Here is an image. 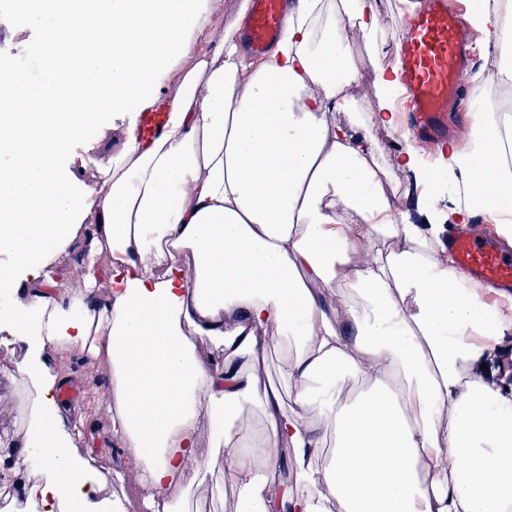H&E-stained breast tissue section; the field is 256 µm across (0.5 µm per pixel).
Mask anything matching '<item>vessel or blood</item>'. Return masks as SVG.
Returning <instances> with one entry per match:
<instances>
[{"instance_id":"obj_1","label":"vessel or blood","mask_w":512,"mask_h":512,"mask_svg":"<svg viewBox=\"0 0 512 512\" xmlns=\"http://www.w3.org/2000/svg\"><path fill=\"white\" fill-rule=\"evenodd\" d=\"M244 38L264 55L280 38L285 17L282 0H250ZM398 52L405 94L402 109L428 141H441L453 122L456 102L468 92L464 75L471 68L472 37L464 31L451 0H426L405 16ZM448 247L456 269L473 281L512 290V252L482 237L455 232Z\"/></svg>"}]
</instances>
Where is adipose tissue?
Returning <instances> with one entry per match:
<instances>
[{"instance_id":"obj_1","label":"adipose tissue","mask_w":512,"mask_h":512,"mask_svg":"<svg viewBox=\"0 0 512 512\" xmlns=\"http://www.w3.org/2000/svg\"><path fill=\"white\" fill-rule=\"evenodd\" d=\"M213 2L23 0L49 27L38 79H0V344L23 347L28 393L13 496L121 512L107 474L70 448L81 406L52 397L64 380L50 354L80 351L112 366L111 430L152 512H176L217 471L244 512H512V394L484 369L512 330V296L469 283L437 247L444 223L479 213L512 243V113H475L473 138L433 160L405 142L396 164L420 204L442 175L450 200L411 223L383 191L371 136L398 122L397 66L373 68L379 111H349L344 95L356 78L346 32L383 53L372 0H290L256 64L233 26L197 54ZM466 19L499 33L494 78L512 81V15L466 0ZM172 62L187 69L168 98L155 78ZM149 109L167 119L144 140L135 117ZM107 112L130 118L125 149L100 166V187L75 189L58 161ZM90 222L108 249L104 300L60 294L53 278ZM198 338L221 363L198 358ZM271 344L276 387L254 371Z\"/></svg>"}]
</instances>
